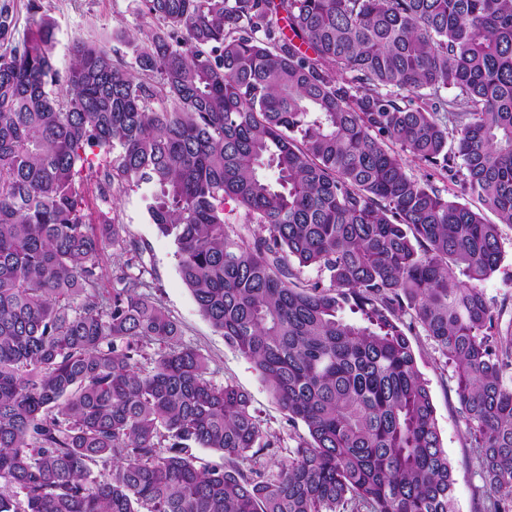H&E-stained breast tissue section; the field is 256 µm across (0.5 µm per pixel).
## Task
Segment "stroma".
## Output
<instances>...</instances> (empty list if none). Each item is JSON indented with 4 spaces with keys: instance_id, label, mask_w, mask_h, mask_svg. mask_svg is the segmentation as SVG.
I'll use <instances>...</instances> for the list:
<instances>
[{
    "instance_id": "35a3bbf8",
    "label": "stroma",
    "mask_w": 512,
    "mask_h": 512,
    "mask_svg": "<svg viewBox=\"0 0 512 512\" xmlns=\"http://www.w3.org/2000/svg\"><path fill=\"white\" fill-rule=\"evenodd\" d=\"M41 3L44 15L58 27L54 56L59 70L68 69L71 63L70 44L76 36L102 41L126 64H133L134 59L122 35L133 32L139 24L140 0H41ZM147 193L148 188L144 185L125 187L115 193L113 211L129 237L142 250L148 269L145 279L149 292L179 324L182 343L205 355L212 381L219 386L235 384L249 394L263 431L277 440L276 447L258 456L255 467L268 475L276 473L280 463L287 459L290 448L296 447L299 438L305 436L306 429L303 424L289 423L286 413L252 365L201 316L179 273L173 239L159 233L149 221L144 201ZM500 230L503 259L482 287L491 304L505 305L504 316L511 319L512 224L501 225ZM410 341L418 369L428 382L442 443L454 469L456 510L483 512L487 492L468 445L465 424L458 415L453 369L422 330H415Z\"/></svg>"
}]
</instances>
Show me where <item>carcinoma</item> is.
Here are the masks:
<instances>
[{
	"label": "carcinoma",
	"mask_w": 512,
	"mask_h": 512,
	"mask_svg": "<svg viewBox=\"0 0 512 512\" xmlns=\"http://www.w3.org/2000/svg\"><path fill=\"white\" fill-rule=\"evenodd\" d=\"M141 14L137 73L78 37L62 74L52 21L17 39L0 4V512H456L417 327L454 369L486 512H512V324L481 288L512 224V0ZM91 184L150 187L199 312L305 425L276 474L242 468L274 442Z\"/></svg>",
	"instance_id": "1"
}]
</instances>
